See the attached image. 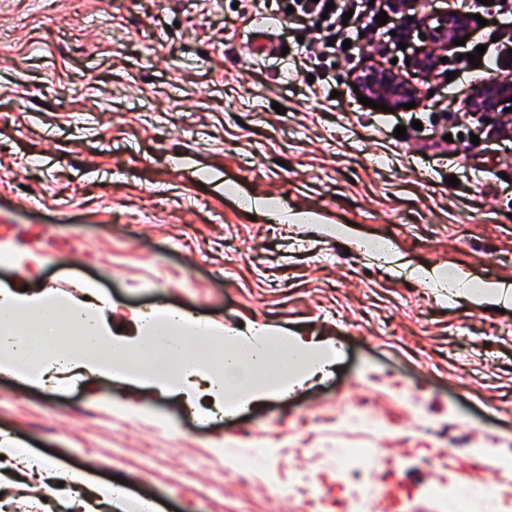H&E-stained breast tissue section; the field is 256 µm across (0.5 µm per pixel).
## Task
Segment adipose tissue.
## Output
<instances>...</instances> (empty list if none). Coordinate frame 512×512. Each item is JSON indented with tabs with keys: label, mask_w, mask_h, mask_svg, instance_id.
<instances>
[{
	"label": "adipose tissue",
	"mask_w": 512,
	"mask_h": 512,
	"mask_svg": "<svg viewBox=\"0 0 512 512\" xmlns=\"http://www.w3.org/2000/svg\"><path fill=\"white\" fill-rule=\"evenodd\" d=\"M426 282L447 281L456 296L480 305L501 302L507 295L502 284L474 281L456 269L416 268ZM105 297L91 302L62 298L55 289L24 295L0 284V372L20 382L41 386L49 371L60 367L75 378L116 379L138 389L152 387L174 391L169 375L172 361H180L183 377L198 375L196 364L186 359L191 348L211 351L208 390L213 399L226 400L231 409L265 397L288 393L289 381L301 366H324L334 361L333 346L291 336L263 326L251 335H230L223 324L204 321L167 305L152 309L143 319L135 339L113 335L103 319ZM0 459L19 465L38 482L61 478L82 498H69L75 512H96L95 502L115 512H151L150 503L136 501L88 469H66L50 458L26 449L18 440L0 433Z\"/></svg>",
	"instance_id": "ef3b65f1"
}]
</instances>
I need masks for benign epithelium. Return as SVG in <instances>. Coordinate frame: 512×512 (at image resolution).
Instances as JSON below:
<instances>
[{
    "label": "benign epithelium",
    "instance_id": "1",
    "mask_svg": "<svg viewBox=\"0 0 512 512\" xmlns=\"http://www.w3.org/2000/svg\"><path fill=\"white\" fill-rule=\"evenodd\" d=\"M393 20L398 31L418 33L421 46L410 59V66L418 71L435 75L444 63L441 58L461 39L469 28V19L452 10L419 16L409 14L413 0H392ZM353 84L358 92L368 99L399 111L403 105L418 99L419 91L407 82L392 67L377 63H366L353 73ZM512 105V77L493 79L485 93H476L466 105V112L480 120L495 119L502 108Z\"/></svg>",
    "mask_w": 512,
    "mask_h": 512
}]
</instances>
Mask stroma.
Wrapping results in <instances>:
<instances>
[{"instance_id":"1","label":"stroma","mask_w":512,"mask_h":512,"mask_svg":"<svg viewBox=\"0 0 512 512\" xmlns=\"http://www.w3.org/2000/svg\"><path fill=\"white\" fill-rule=\"evenodd\" d=\"M287 0H0V281L112 301L110 328L166 303L248 333L267 324L333 344L335 362L285 398L215 414L184 396L99 380L50 391L0 374V431L89 467L159 512H284L239 480L225 443H268L281 481L350 480L336 444L379 448L358 471L388 512H437L431 489L481 482L512 496V303L439 299L413 267L452 266L512 287V142L463 106L476 75H412L415 108L361 104L351 72L308 81L285 49L312 39ZM73 14L81 42L58 17ZM405 126V138L395 137ZM453 135L456 156L438 150ZM480 143H472V136ZM456 177L458 186L448 185ZM279 213L250 214L243 199ZM351 223L358 238L337 236ZM388 234L406 269L364 252ZM364 383L380 436L336 426ZM450 464H430L431 446Z\"/></svg>"}]
</instances>
